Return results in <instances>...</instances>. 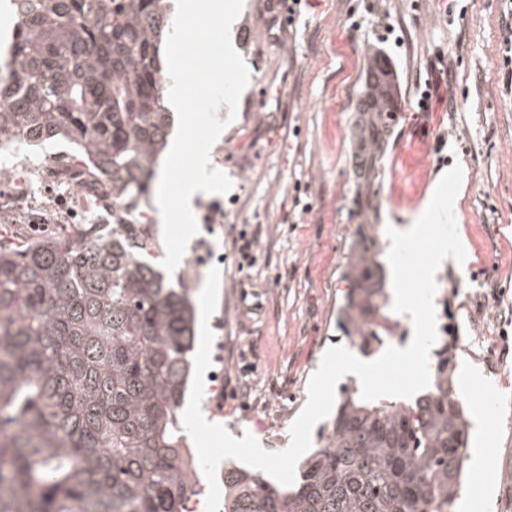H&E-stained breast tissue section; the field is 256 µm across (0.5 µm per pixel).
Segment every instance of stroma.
<instances>
[{"mask_svg":"<svg viewBox=\"0 0 512 512\" xmlns=\"http://www.w3.org/2000/svg\"><path fill=\"white\" fill-rule=\"evenodd\" d=\"M512 0H244L231 27L249 82L216 148L231 191L202 193L199 232L172 273L199 298L220 273L201 411L265 450L290 443L308 383L333 346L354 229L351 126L365 52L382 51L403 109L382 160L376 223L408 229L453 165L464 262L436 272V309L459 338L457 395L469 407V468L456 512H512ZM430 109L414 111L422 90ZM252 243L242 253L241 240Z\"/></svg>","mask_w":512,"mask_h":512,"instance_id":"stroma-1","label":"stroma"}]
</instances>
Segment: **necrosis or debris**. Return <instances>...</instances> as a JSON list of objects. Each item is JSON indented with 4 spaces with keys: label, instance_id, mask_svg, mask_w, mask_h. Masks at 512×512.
<instances>
[{
    "label": "necrosis or debris",
    "instance_id": "1",
    "mask_svg": "<svg viewBox=\"0 0 512 512\" xmlns=\"http://www.w3.org/2000/svg\"><path fill=\"white\" fill-rule=\"evenodd\" d=\"M112 221V191L83 146L52 142L31 150L0 136V222L22 224L28 240L48 230L76 236Z\"/></svg>",
    "mask_w": 512,
    "mask_h": 512
}]
</instances>
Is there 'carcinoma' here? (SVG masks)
<instances>
[{"label": "carcinoma", "instance_id": "cac0c4a2", "mask_svg": "<svg viewBox=\"0 0 512 512\" xmlns=\"http://www.w3.org/2000/svg\"><path fill=\"white\" fill-rule=\"evenodd\" d=\"M0 74V135L31 148L89 147L112 188V224L0 244V512H179L199 494L179 409L190 373L189 289L144 260L156 231L135 218L171 130L161 46L170 0H26ZM401 95L389 59L366 52L353 116L357 225L337 326L365 356L396 335L373 188ZM459 344L445 323L432 381L410 403L340 391L295 482L224 470V512H450L470 423L457 398Z\"/></svg>", "mask_w": 512, "mask_h": 512}]
</instances>
